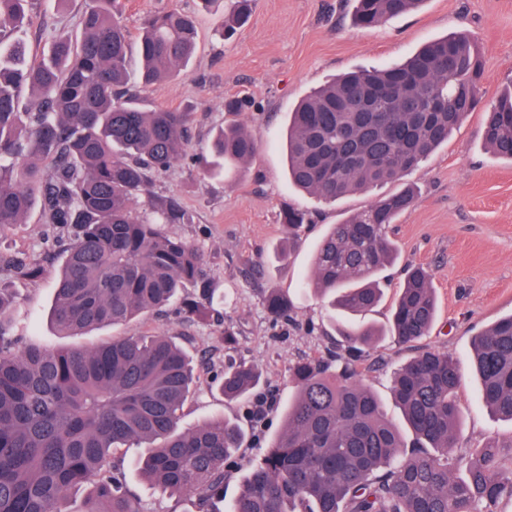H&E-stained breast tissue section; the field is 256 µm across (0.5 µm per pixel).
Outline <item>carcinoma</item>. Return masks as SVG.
I'll use <instances>...</instances> for the list:
<instances>
[{"instance_id": "carcinoma-1", "label": "carcinoma", "mask_w": 512, "mask_h": 512, "mask_svg": "<svg viewBox=\"0 0 512 512\" xmlns=\"http://www.w3.org/2000/svg\"><path fill=\"white\" fill-rule=\"evenodd\" d=\"M28 2L0 0V237L34 208L43 212L41 246L63 256L50 313L61 334L121 326L176 301L185 321L214 320L215 288L201 253L160 229L188 220L180 203L159 201L154 220L135 213L147 173L184 157L190 113L147 109L129 87L123 0H85L79 34L55 38L38 58L12 37L29 24ZM423 3L355 0L354 21L372 28ZM253 8L254 0H232L224 25L245 23ZM195 40L191 15H145L137 36L142 83L186 68ZM483 79L477 44L445 36L400 65L360 69L312 90L288 122L289 180L325 201L394 182L479 108L485 147L512 162V89L482 108ZM408 98L421 111H407ZM212 148L239 167L257 145L235 123L217 130ZM416 200L411 186L385 196L333 225L319 244L307 286L329 298L342 340L327 356L291 367L296 392L283 429L247 469L227 512H497L512 500L497 444L458 451L453 354L423 351L394 372L392 394L410 444L359 382L362 348L387 334L413 343L435 321L431 274L421 266L407 271L389 333L358 320L382 300L379 274L398 256L389 225ZM280 221L296 229L308 218L288 208ZM0 267L17 280L41 272L36 262L1 255ZM188 286L193 292L182 294ZM15 306L0 288V512H70V493L84 488L79 512H143L116 462L123 448L138 449L137 469L156 491L192 495L198 512H212L245 433L224 418L182 426L199 369L174 337L114 336L91 348L48 349L15 335ZM264 306L272 319L290 320L286 296L271 291ZM470 359L483 404L512 421V315L474 336ZM261 380L258 366L230 358L213 384L234 402L249 399Z\"/></svg>"}]
</instances>
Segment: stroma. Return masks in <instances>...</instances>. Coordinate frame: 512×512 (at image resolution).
I'll return each instance as SVG.
<instances>
[{"mask_svg": "<svg viewBox=\"0 0 512 512\" xmlns=\"http://www.w3.org/2000/svg\"><path fill=\"white\" fill-rule=\"evenodd\" d=\"M125 4V24L133 33L141 18L158 8L192 11L197 17L196 50L187 69L138 88L147 108L190 112V158L167 171L149 173L136 212L151 219L158 201L179 200L187 223L166 224L162 230L203 254L205 269L216 285L214 308L219 322L186 327L170 313L103 327L84 336L59 335L49 313L61 261L45 258L40 248L44 224L36 209L0 239V252L34 259L43 267L41 276L33 280H15L0 272V284L14 288L20 298L15 310L17 335L55 349L160 331L219 368L225 354L219 325L231 324L237 333L233 356L257 364L275 395L259 439L245 438L239 450L244 460L255 459L282 428V413L295 392L290 364L324 354L336 336L326 302L304 286L316 245L333 224L367 209L406 182L417 187L419 197L391 227L399 260L383 271L385 297L365 320L377 326L386 323L409 264L431 271L438 313L430 333L413 346L387 338L368 350L360 382L382 399L387 416L396 420L400 412L391 398L394 369L423 350L452 352L461 374L459 450L480 448L492 439L512 443V422L480 403V380L469 361L472 337L512 314V164L497 160L485 148L481 113L470 114L447 145L404 175L402 182L382 184L332 203L318 201L293 186L285 160L289 114L303 96L344 72L401 63L438 37L464 32L475 38L485 70L479 95L486 103L495 100L512 84V0H426L422 10L371 29L354 26L352 0H256L249 23L229 38L222 35L225 0L207 5L201 0H125ZM83 8L84 0H69L59 10L47 0H33L27 30L33 55L46 51L55 37L75 34ZM232 99L248 100L251 107L238 116L226 112L225 104ZM236 121L247 126L258 144L252 160L221 173L216 161L195 164L193 155L208 154L214 130ZM288 204L311 211L312 222L284 262L278 252L288 240V229L280 223L279 213ZM253 261L263 269L256 281L245 275ZM271 290L288 294L292 321L276 323L268 317L263 301ZM219 415L239 420L243 429L251 427L239 407L225 402L211 387L209 373H202L184 407L183 424L190 427ZM135 454V449L125 448L120 457L144 512H197L194 497L163 496L139 481L131 472Z\"/></svg>", "mask_w": 512, "mask_h": 512, "instance_id": "35a3bbf8", "label": "stroma"}]
</instances>
